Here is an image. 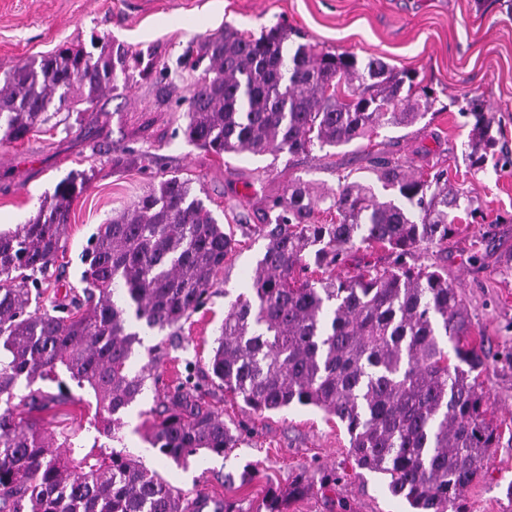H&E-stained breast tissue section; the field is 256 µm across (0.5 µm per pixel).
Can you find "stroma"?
Segmentation results:
<instances>
[{
    "label": "stroma",
    "mask_w": 512,
    "mask_h": 512,
    "mask_svg": "<svg viewBox=\"0 0 512 512\" xmlns=\"http://www.w3.org/2000/svg\"><path fill=\"white\" fill-rule=\"evenodd\" d=\"M234 26L252 33L284 25L292 43H307L359 58H382L418 76L436 98L434 112L416 122L380 130L372 141L309 154L215 157L188 143L180 132L184 99L201 74L181 67L183 54L203 37ZM122 43L154 51L168 68L163 95L147 83L117 89L98 113L58 112L57 126H44L23 141L0 145V230L33 217L43 197L70 172L90 173L86 194L71 212L66 248L43 280L40 306L81 297V253L98 226L160 180L179 175L202 190L220 224L231 226L240 245L219 270L206 305L191 314L179 335L153 331L135 351L134 368L150 366L157 384L123 416L117 449L187 492L233 502L238 512H255L266 491L287 490L297 475L313 488L291 501L287 512H408L392 497L386 479L356 468L349 436L336 421L310 406L255 412L214 389L208 360L230 301L264 251L252 235L269 202L289 181L332 193L342 179L375 183L371 158L385 152L417 176L443 172L462 202L478 207L462 216L447 242L418 249L415 265L445 268L465 301L473 340L487 360L480 380L500 439L468 489V512H512V0H0V80L18 64L54 52L66 43ZM478 98L491 108L492 134L508 163L471 168L467 157L472 116L460 112ZM137 162L113 169L119 152ZM165 349L158 362L148 351ZM199 383L240 441L224 454L199 453L179 467L144 440L150 414L168 388L185 379ZM43 395L32 415L52 434L89 426L95 407L86 391L71 388L59 402L57 383L35 384ZM335 473V483L322 484Z\"/></svg>",
    "instance_id": "1"
}]
</instances>
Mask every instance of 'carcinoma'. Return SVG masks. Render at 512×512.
Returning <instances> with one entry per match:
<instances>
[{
  "label": "carcinoma",
  "instance_id": "cac0c4a2",
  "mask_svg": "<svg viewBox=\"0 0 512 512\" xmlns=\"http://www.w3.org/2000/svg\"><path fill=\"white\" fill-rule=\"evenodd\" d=\"M288 30L256 36L233 26L198 43L204 77L185 98L183 135L196 147L264 155L323 151L369 139L385 127L424 117L436 98L383 59L288 48ZM160 61L119 46L95 56L80 44L14 68L0 86V141L18 142L46 125L54 105L92 109L107 93L150 83ZM469 142L480 171L496 144L491 120ZM373 186L345 183L331 195L299 183L275 198L277 215L255 232L267 244L246 291L232 302L215 339L209 371L219 387L254 411L292 404L336 417L349 435L355 466L388 477L394 497L413 512H467L462 497L498 441L490 406L474 372L484 351L470 339L464 301L448 271L407 262L423 245L455 229L460 196L443 175L410 174L379 153ZM92 176L72 172L41 201L35 216L0 232V512H203L202 493L174 487L129 454L100 443L119 439L122 414L142 394L147 368L131 369L140 330L181 325L206 301L237 241L174 175L99 225L82 254L85 309L66 316L32 306L31 288L58 253L71 210ZM330 215L323 224L319 215ZM393 261L356 266L351 275L310 280V267L334 270L352 251L376 247ZM56 380L93 393L98 423L58 440L9 407L20 381ZM145 441L180 465L202 451L222 454L236 436L195 387L178 386ZM296 477L271 489L264 512L307 495Z\"/></svg>",
  "mask_w": 512,
  "mask_h": 512
}]
</instances>
